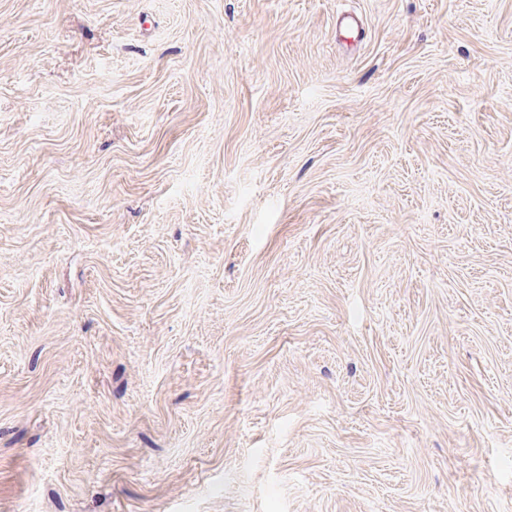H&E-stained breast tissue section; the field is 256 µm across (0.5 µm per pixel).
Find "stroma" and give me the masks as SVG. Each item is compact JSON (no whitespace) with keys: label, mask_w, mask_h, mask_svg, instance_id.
<instances>
[{"label":"stroma","mask_w":512,"mask_h":512,"mask_svg":"<svg viewBox=\"0 0 512 512\" xmlns=\"http://www.w3.org/2000/svg\"><path fill=\"white\" fill-rule=\"evenodd\" d=\"M0 512H512V0H0Z\"/></svg>","instance_id":"obj_1"}]
</instances>
